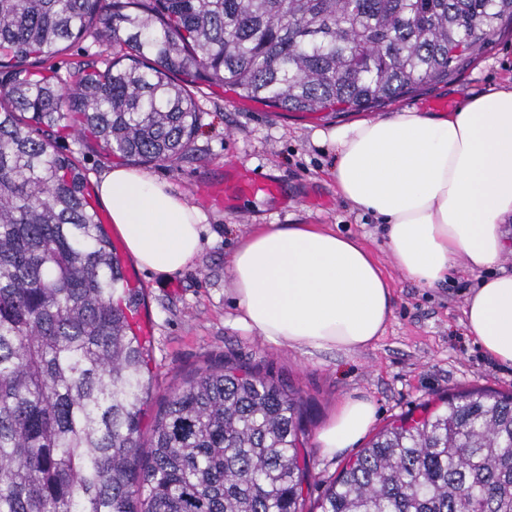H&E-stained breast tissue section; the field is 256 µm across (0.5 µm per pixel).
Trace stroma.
Listing matches in <instances>:
<instances>
[{"label": "stroma", "mask_w": 512, "mask_h": 512, "mask_svg": "<svg viewBox=\"0 0 512 512\" xmlns=\"http://www.w3.org/2000/svg\"><path fill=\"white\" fill-rule=\"evenodd\" d=\"M511 84L512 25L507 24L448 81L427 85L368 115L421 110L433 98L455 106L488 88ZM196 99L201 121L188 157L174 166L150 164L144 171L200 209L203 249L183 271L170 276L143 270L127 251L119 253L124 272L137 281L143 297L138 314L148 326L153 379L142 431L150 433L169 391L198 369L221 367L228 358L253 367L296 391L304 404L309 468L305 512H320L329 482L386 425L408 414L421 415L462 391L512 392V366L493 360L463 325L466 292L476 283L465 265H457L437 287L419 286L394 265L382 225L339 195L331 174L333 149L317 144L314 133L358 120V113L286 112L217 86L202 87ZM56 148L74 157L91 183L120 163L119 157L80 146L68 135L57 140ZM237 170L277 181L279 194L216 203L208 188L223 185ZM261 224H319L359 239L391 283L392 315L384 335L356 353L304 352L237 325L230 259L239 238ZM347 397L370 400L376 419L354 447L331 458L322 456L316 435Z\"/></svg>", "instance_id": "obj_1"}]
</instances>
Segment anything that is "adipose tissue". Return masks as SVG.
Masks as SVG:
<instances>
[{
  "instance_id": "adipose-tissue-1",
  "label": "adipose tissue",
  "mask_w": 512,
  "mask_h": 512,
  "mask_svg": "<svg viewBox=\"0 0 512 512\" xmlns=\"http://www.w3.org/2000/svg\"><path fill=\"white\" fill-rule=\"evenodd\" d=\"M335 151L339 194L385 226L396 267L423 287L465 261L478 282L464 323L496 361L512 365V273L498 272L512 219V87L469 97L455 111L405 109L318 132ZM114 232L144 269L184 270L201 250L202 214L169 185L115 166L95 186ZM237 323L305 351L356 352L383 335L392 290L354 238L314 224H263L231 257ZM366 399H345L318 432L334 456L374 423Z\"/></svg>"
}]
</instances>
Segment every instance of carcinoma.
I'll return each mask as SVG.
<instances>
[{
  "instance_id": "carcinoma-1",
  "label": "carcinoma",
  "mask_w": 512,
  "mask_h": 512,
  "mask_svg": "<svg viewBox=\"0 0 512 512\" xmlns=\"http://www.w3.org/2000/svg\"><path fill=\"white\" fill-rule=\"evenodd\" d=\"M512 0H0V512H303L302 403L252 370L172 390L143 447L148 349L72 134L173 164L191 86L288 112H359L445 80ZM126 49L68 79L36 63ZM380 431L321 512H512V395L461 392ZM87 52H96L100 54V56H98V60L110 59L113 57L112 46H109L102 41L95 42L94 39L89 36L72 43L67 50L47 62L46 66H53L62 76H68L74 72V67L78 61L86 59L85 55Z\"/></svg>"
}]
</instances>
